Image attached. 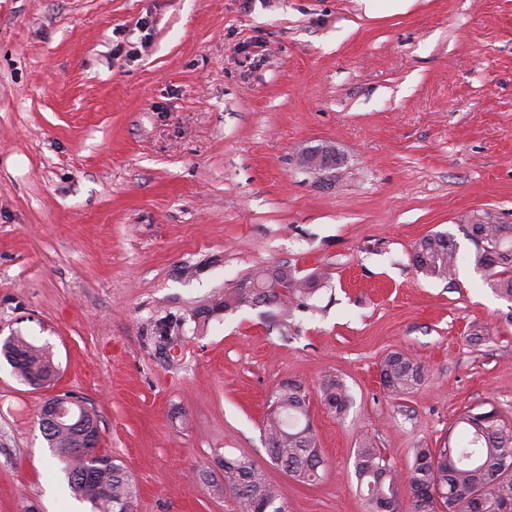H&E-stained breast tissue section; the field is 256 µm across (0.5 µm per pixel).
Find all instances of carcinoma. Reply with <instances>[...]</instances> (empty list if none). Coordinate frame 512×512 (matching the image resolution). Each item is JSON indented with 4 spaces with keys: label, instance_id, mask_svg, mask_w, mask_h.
<instances>
[{
    "label": "carcinoma",
    "instance_id": "carcinoma-1",
    "mask_svg": "<svg viewBox=\"0 0 512 512\" xmlns=\"http://www.w3.org/2000/svg\"><path fill=\"white\" fill-rule=\"evenodd\" d=\"M464 231L475 246V269L498 296L512 301V225L498 224L483 211L470 216ZM411 257L425 276L453 283L458 249L452 236L443 232L424 236ZM320 286L319 275L301 277L288 265L259 269L224 292V300L211 311H235L255 300L281 324L290 308L311 307ZM0 355L24 381L54 380L53 358L44 346L11 336L0 344ZM425 375L421 362L399 351L387 354L379 365L381 384L394 398L410 393ZM320 391L330 411L344 413L349 394L342 380L326 378ZM306 399L301 385H282L271 396L263 437L274 465L297 482L314 484L323 476L325 460L308 419ZM455 427L457 442L448 439L438 448L415 449L404 476L382 449L364 439L355 450L354 468L369 512H397L401 495L408 497L411 512H512V423L493 407H469ZM43 433L55 452L77 442L64 428H45ZM62 461L72 493L96 512H134L137 488L111 457L65 456ZM224 490L235 496L242 512H286L278 488L246 456L224 459Z\"/></svg>",
    "mask_w": 512,
    "mask_h": 512
}]
</instances>
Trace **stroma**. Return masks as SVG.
Here are the masks:
<instances>
[{
    "mask_svg": "<svg viewBox=\"0 0 512 512\" xmlns=\"http://www.w3.org/2000/svg\"><path fill=\"white\" fill-rule=\"evenodd\" d=\"M323 143L342 157L328 175L301 163ZM478 210L512 224V0H0V342L48 346L58 371L36 390L0 357V512H92L39 428L66 393L135 512H241L222 468L240 455L287 512H366L363 438L404 471L466 408L512 419V302L469 260ZM435 232L454 282L410 261ZM278 264L327 273L315 311L283 331L217 310ZM393 351L427 372L399 399L378 373ZM288 381L308 392L315 485L264 448ZM321 397L324 405L331 411L340 415L344 413L349 405V394L344 382L336 377H329L323 380L321 386Z\"/></svg>",
    "mask_w": 512,
    "mask_h": 512,
    "instance_id": "35a3bbf8",
    "label": "stroma"
}]
</instances>
